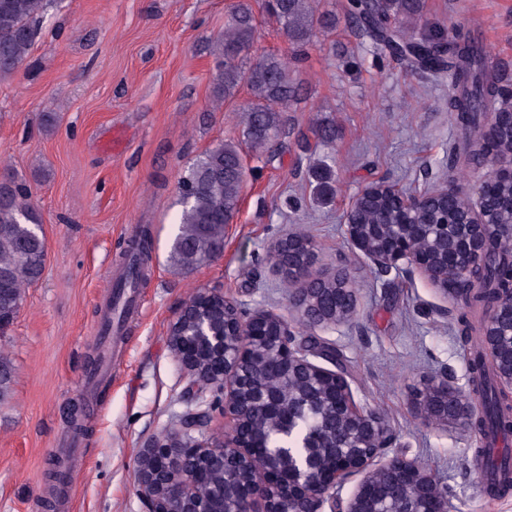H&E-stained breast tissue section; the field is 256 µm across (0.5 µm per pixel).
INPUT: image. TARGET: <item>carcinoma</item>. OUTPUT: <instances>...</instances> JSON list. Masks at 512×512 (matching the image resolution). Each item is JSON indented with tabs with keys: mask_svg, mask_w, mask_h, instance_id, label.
<instances>
[{
	"mask_svg": "<svg viewBox=\"0 0 512 512\" xmlns=\"http://www.w3.org/2000/svg\"><path fill=\"white\" fill-rule=\"evenodd\" d=\"M51 0H0V78L13 74L27 59L39 26ZM260 8L276 19L297 53L312 42L317 31L336 27V16L318 12L315 0H261ZM420 0H351L349 15L357 20L371 41V47L393 58L406 59L418 69L448 73V111L469 135H479L480 116L493 108L512 110V90L498 84L487 72L486 51L459 36L421 38L407 36L403 19L420 16ZM257 17L247 0H239L224 21V36L214 47L216 58L214 99L223 102L238 88L246 86L251 103L246 109L244 138L252 154L260 156L285 132L287 112L299 96V85L287 62L269 55L249 68L239 65L240 57L253 44ZM246 179L242 145L221 142L206 150L181 175L178 181L182 206L178 232L169 254L176 272L194 270L215 258L224 248V225L238 212ZM30 189L14 178L0 182V320L17 316L23 289L37 282L45 269L48 245L35 210L30 205ZM390 199L380 194L355 216L358 224L378 223L379 211L388 208ZM501 224L497 250L483 267L484 288L474 302L482 304L506 283L512 270V241L508 218ZM149 229L128 241L121 258L134 257L118 288L140 287L151 260ZM313 288L329 292L314 302L326 316L336 313L333 282L315 280ZM462 341L467 346L472 394L481 406L472 428L486 438L479 450L489 478L488 491L504 496L512 491V453L497 444L512 435V400L495 387L480 350V327L463 311L457 319ZM12 366L7 348L0 346V402L10 393Z\"/></svg>",
	"mask_w": 512,
	"mask_h": 512,
	"instance_id": "carcinoma-1",
	"label": "carcinoma"
}]
</instances>
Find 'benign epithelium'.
Listing matches in <instances>:
<instances>
[{"label":"benign epithelium","mask_w":512,"mask_h":512,"mask_svg":"<svg viewBox=\"0 0 512 512\" xmlns=\"http://www.w3.org/2000/svg\"><path fill=\"white\" fill-rule=\"evenodd\" d=\"M500 114L491 113L480 138L486 171L477 177L476 199L465 195L460 211L430 224H410L405 218L425 210L436 199L460 196L448 186L409 195L386 184L367 188L353 200L348 213L365 207L374 192H386L394 209L382 213V223H347L346 231L366 262L382 274L405 270L418 274L446 303L482 287L478 270L489 254L492 214L486 207L490 189L512 184V154L494 148ZM434 236L445 244L437 256L416 250L421 237ZM288 248V256L311 250L306 242L288 237L275 253ZM284 276L301 282L295 305L307 323L324 329L347 324L357 303L354 288L342 290L345 312L334 319H313L307 314L310 293L305 262L276 264ZM291 323L272 310L261 309L244 316L237 304L216 289H203L185 303L171 325L170 344L186 385L183 399L197 409L186 413L173 436H155L140 449L136 460V490L147 512H224L211 508L202 490L221 475V498L248 505L246 512H454L446 492L430 472L414 459L387 454L394 433L375 409L356 401L345 373L328 358L324 349L288 341ZM485 357L498 387L512 390V284L497 289L487 306L481 333ZM271 347L288 377L304 392L288 399L258 387L252 377L253 346ZM224 391L220 413L229 423L224 435L209 434L214 408L205 404L206 390ZM412 407L427 419L448 426H470L476 405L467 391L448 372L440 370L424 382ZM305 413L322 421H337L344 439L327 458L317 455L320 440L314 436L303 455L288 454L283 465L272 457L263 436L269 423L290 424ZM350 492L342 494L349 482Z\"/></svg>","instance_id":"obj_1"}]
</instances>
